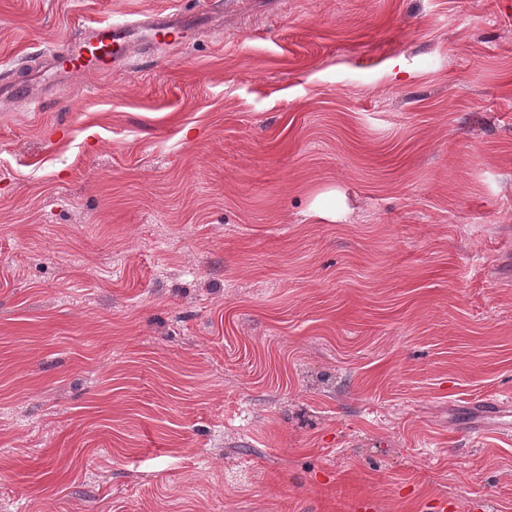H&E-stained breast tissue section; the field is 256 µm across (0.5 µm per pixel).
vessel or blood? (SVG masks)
Masks as SVG:
<instances>
[{
	"label": "vessel or blood",
	"instance_id": "1",
	"mask_svg": "<svg viewBox=\"0 0 512 512\" xmlns=\"http://www.w3.org/2000/svg\"><path fill=\"white\" fill-rule=\"evenodd\" d=\"M199 32L197 17L183 12L145 13L134 19L84 26L62 47L47 50L44 58L49 69L57 73H106L127 66L135 50L167 48L195 39ZM0 96L33 107L42 102L25 83L6 87Z\"/></svg>",
	"mask_w": 512,
	"mask_h": 512
}]
</instances>
